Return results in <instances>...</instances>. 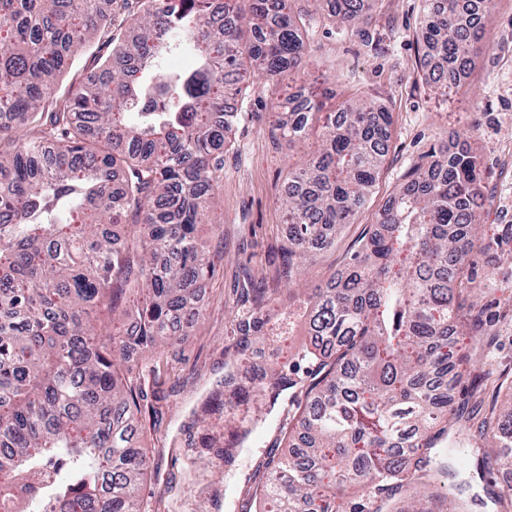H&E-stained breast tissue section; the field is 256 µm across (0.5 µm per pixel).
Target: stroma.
I'll return each instance as SVG.
<instances>
[{
    "label": "stroma",
    "mask_w": 512,
    "mask_h": 512,
    "mask_svg": "<svg viewBox=\"0 0 512 512\" xmlns=\"http://www.w3.org/2000/svg\"><path fill=\"white\" fill-rule=\"evenodd\" d=\"M424 0H377L358 24L337 28L316 16L306 33L321 71L280 86L254 77L243 109L250 117L237 125L224 151L223 194L214 206L215 223H202L198 236L214 264L200 295L203 316L186 320L175 343L160 356L127 355L130 377L146 400L141 437L155 472L143 492L144 512H240L249 476L278 443L281 412L256 427L251 445L225 463L224 415L205 412L208 401L224 396V375L236 357L234 316L245 306L243 290L262 288L275 314L266 339L252 348L253 362L285 368L298 379L311 364L293 356L307 342L304 298L280 280V245L288 236L281 207L288 170L302 153L275 134L279 112L290 95L321 98L324 114L340 112L356 95L372 99L393 115L388 153L355 223L345 226L328 251L315 252L302 270L306 288L326 286L374 228L379 210L420 156L440 140L449 151L472 148L479 156L487 203L479 244L469 258L485 311L486 334L471 345L485 381L465 374L454 394L455 407L472 417L459 446L473 457L484 447L479 424L491 412L512 407V393L498 384L512 376V0H492L481 51L446 94L432 91L417 64Z\"/></svg>",
    "instance_id": "1"
}]
</instances>
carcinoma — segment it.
I'll return each instance as SVG.
<instances>
[{
	"mask_svg": "<svg viewBox=\"0 0 512 512\" xmlns=\"http://www.w3.org/2000/svg\"><path fill=\"white\" fill-rule=\"evenodd\" d=\"M298 0H226L231 25L208 20L207 0H0V116L29 136L0 154V512H141L149 463L140 445L139 394L118 360L170 344L212 263L195 230L215 204L231 128L249 113L224 109L254 73L282 81L315 66ZM372 0H344V27ZM426 0L424 38L439 64L474 63L490 8ZM138 34L128 40L124 29ZM100 78L61 87L90 43ZM180 51L194 69L163 68ZM321 103L284 107L288 143L307 139ZM392 113L347 101L321 143L288 172L281 197L295 260L333 246L365 204L388 152ZM479 156L441 144L397 186L346 271L312 290L314 343L296 352L315 369L299 383L251 361L272 315L265 299L232 321L235 369L224 377V415L292 394L302 431L286 454L272 448L252 479L257 512H444L441 479L468 503L503 502L484 482L490 457L512 449V408L483 423L492 445L476 468L460 459L462 416L450 405L463 377L458 336L475 341L481 311L468 257L484 198ZM142 223L118 234L128 215ZM252 429L233 428L224 462Z\"/></svg>",
	"mask_w": 512,
	"mask_h": 512,
	"instance_id": "1",
	"label": "carcinoma"
}]
</instances>
